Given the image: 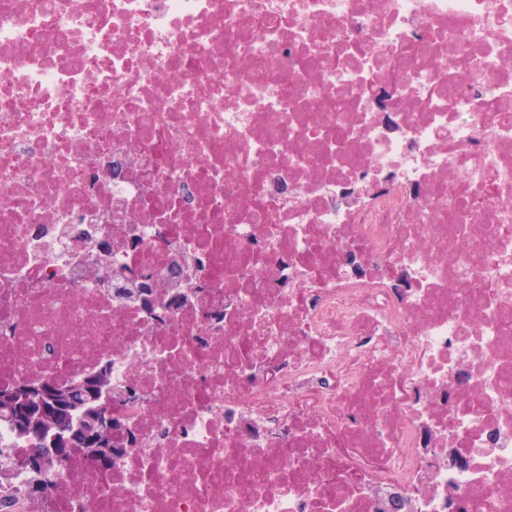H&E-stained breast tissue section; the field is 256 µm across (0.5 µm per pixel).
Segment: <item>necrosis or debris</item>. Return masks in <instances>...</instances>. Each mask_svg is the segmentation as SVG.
Here are the masks:
<instances>
[{
  "instance_id": "obj_1",
  "label": "necrosis or debris",
  "mask_w": 512,
  "mask_h": 512,
  "mask_svg": "<svg viewBox=\"0 0 512 512\" xmlns=\"http://www.w3.org/2000/svg\"><path fill=\"white\" fill-rule=\"evenodd\" d=\"M103 366L0 512H512V0H0V389ZM83 422V428L86 430L88 434L92 436L95 440L94 443H76L75 445L66 444L64 448H54L52 451H47L44 448H48L47 442L48 437L42 441L38 440L39 447L36 449L29 457L30 448L26 449L23 457L20 460L13 459L11 455L8 454L14 462V468L19 464L22 465L23 458L27 454L25 460L29 457V464L35 470L39 471H53L63 465L72 453L80 452L87 456L88 458L96 461L102 467H105V462L108 457L112 456V451H108L107 448H102L103 442L98 439L102 437L103 432L105 430V426L109 424V421L112 419V412L108 409L103 413H98V409L89 408L86 410L85 415L80 417Z\"/></svg>"
}]
</instances>
